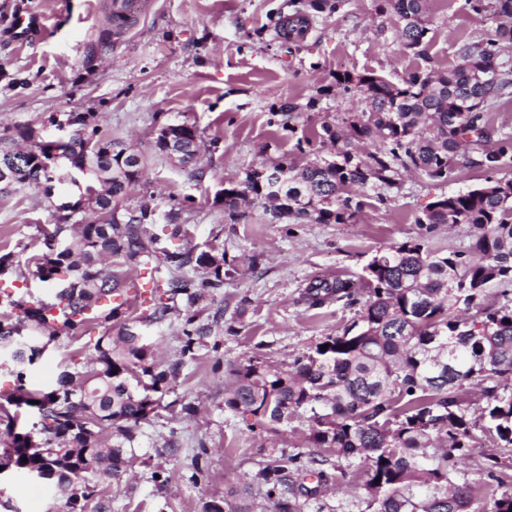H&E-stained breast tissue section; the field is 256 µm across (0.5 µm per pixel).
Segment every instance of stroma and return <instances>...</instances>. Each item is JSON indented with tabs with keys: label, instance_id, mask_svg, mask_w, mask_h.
I'll use <instances>...</instances> for the list:
<instances>
[{
	"label": "stroma",
	"instance_id": "1",
	"mask_svg": "<svg viewBox=\"0 0 512 512\" xmlns=\"http://www.w3.org/2000/svg\"><path fill=\"white\" fill-rule=\"evenodd\" d=\"M109 2L0 0V129L29 126L43 139L57 140L63 136L58 122L73 113L89 115L148 161L121 211L149 207L152 232L171 222L184 228V235L171 239L172 248L223 255L235 271L194 307L198 323L210 328L196 359L181 358L178 312L140 322L155 290L132 307L130 315L157 359L183 366L162 397L163 408L141 423L127 476L104 486L103 498L111 512H202L213 499L223 501L224 512H278L257 473L281 455L305 460L317 450L304 418L273 430L252 429L228 410L230 368L250 361L288 368L358 319V302L308 309L301 294L311 279L362 276L377 252L409 239L466 249L469 225L442 224L429 232L418 219L440 195L475 188L485 176L471 168L433 184L408 174L397 189L356 190L352 197L360 208L352 224L276 221L259 204L234 221L217 193L253 167L285 157L302 167L326 156L327 147L315 138L322 125L338 124L344 113L365 107L362 96L329 92L335 72H375L399 83L420 70L445 71L456 64L459 44L480 39L486 24L467 0H428L429 33L406 53L396 39V17L378 12L375 0H349L338 13L315 14L310 33L294 43L277 28L304 0H140L134 24L123 32L112 24ZM22 9L40 14L42 27L20 45L11 39V26ZM91 51L96 60L89 67ZM286 103L294 104L293 112H282ZM182 123L202 135L193 171L155 148L160 127ZM305 136L313 145L302 152L296 144ZM91 181L64 165L52 197L34 187L0 194V252H13L15 261L0 288L46 296L48 286L30 258L43 251L45 234L61 219L95 221L88 209L66 217L59 210L61 203L77 202ZM105 333L98 327L79 340L51 343L28 368V385H53L60 361H85ZM185 404L195 407L194 416L182 412ZM324 468L339 480L303 501V512H365L362 468L333 454ZM156 470L167 477L165 487L152 481ZM0 500L16 512H67L64 497L47 484L12 471L0 474Z\"/></svg>",
	"mask_w": 512,
	"mask_h": 512
}]
</instances>
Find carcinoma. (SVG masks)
<instances>
[{"label": "carcinoma", "instance_id": "carcinoma-1", "mask_svg": "<svg viewBox=\"0 0 512 512\" xmlns=\"http://www.w3.org/2000/svg\"><path fill=\"white\" fill-rule=\"evenodd\" d=\"M479 17L494 26L483 38L463 42L460 62L444 71L415 72L401 83L366 72H338L334 85L360 92L363 112H346L341 125L322 126L321 138L334 152L302 168L284 158L272 166L287 170L278 192L288 199L297 223L348 224L359 208L352 205L353 186L392 188L400 171L446 183L461 168H477L485 185L442 195L429 204L418 223L468 224L469 248L447 253L422 240L388 247L365 268L366 278H315L302 298L311 307L356 300L368 289L360 318L342 333L327 336L312 353L286 371L250 362L229 370L231 387L224 405L259 426H282L303 415L309 442L336 457L364 467L362 485L370 512H512V475L499 471L498 458H486L487 476L504 488L490 502L476 487L457 480L470 449L489 438L512 447V307L482 304L491 286L512 291V135L490 125V112L512 101V0H468ZM427 0H379L382 12L400 21L399 45L418 48L429 32ZM346 0H308V11H295L280 30L282 38L303 39L310 12L339 13ZM494 69L497 80H483ZM73 135L65 144L43 142L31 128L0 132V169L12 171L0 194L37 186L51 195L49 164L53 152L66 151L74 165L89 163L100 188L86 187L72 205L100 214L118 212V204L145 176L146 159L136 151L113 152L118 139L102 132L82 114H72ZM172 146L155 143L159 152L177 157L183 168L197 165L201 136L179 125ZM154 212L141 208L130 223L56 225L46 238L47 251L30 260L42 282L54 285L49 300L31 302L8 294L0 302V367L15 377L0 392V467L38 473L57 488L69 512L100 496V487L120 480L129 462L141 421L159 406L163 392L183 362L160 367L153 350L129 324L128 298L135 280L106 268L117 257L149 279L170 273L163 296L146 316L165 318L173 305L195 306L203 295L224 287V256L190 250L172 251L147 225ZM202 270L185 276L187 266ZM118 327V335L98 337L83 364L65 359L56 386L30 390L26 370L46 347L74 339L94 326ZM210 329L185 318L182 356L194 358ZM327 349H321V346ZM473 393L479 415L473 416L462 395ZM27 406L39 416L40 446L14 431L10 408ZM27 461H22V458ZM324 460L298 464L281 457L258 477L268 497L288 495L280 512H299L296 500L316 492L337 476L320 468Z\"/></svg>", "mask_w": 512, "mask_h": 512}]
</instances>
